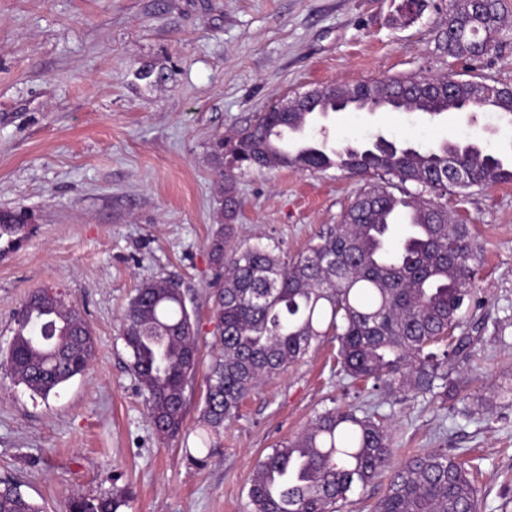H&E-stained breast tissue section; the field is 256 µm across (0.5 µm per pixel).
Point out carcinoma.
<instances>
[{
  "instance_id": "obj_1",
  "label": "carcinoma",
  "mask_w": 512,
  "mask_h": 512,
  "mask_svg": "<svg viewBox=\"0 0 512 512\" xmlns=\"http://www.w3.org/2000/svg\"><path fill=\"white\" fill-rule=\"evenodd\" d=\"M500 0H450L444 52L461 61L488 55L501 32ZM482 81L451 73L424 82L418 76L342 84L314 91L326 112H418L429 118L448 108L471 112L488 103L512 116V88L483 97ZM310 107L276 108L258 116L236 136L212 143V163L224 179V218L210 239L211 260L223 279L214 293L216 352L206 376L201 418L206 437L220 433L243 400L263 382L300 361L315 343H337L340 371L353 385L391 397L399 394L486 400L470 393V381L452 377L455 359L473 362L482 340L473 331L505 339L504 327L476 318V263L480 247L467 224H452L444 208L424 194L448 189L489 188L512 183V165L471 141H442L424 148L399 145L383 135L370 151L326 150L324 140L298 152L278 137L310 127ZM240 170L333 166L351 175H377L349 203L340 224L320 236L307 252L286 256L276 243L226 250L234 234L230 221L240 206L235 176L224 156ZM400 184V194L391 191ZM412 184V191L407 185ZM416 221L399 235V213ZM26 213L0 210V242L18 244L26 234ZM196 311L172 280L144 282L134 289L120 324L131 370L144 395L159 438L177 436L186 414V387L200 358ZM51 336L46 345L31 332ZM92 329L81 310L47 289L31 291L14 319L13 341L0 361L18 384L47 399L77 375L92 356ZM393 448L383 422L352 407L317 414L309 427L272 449L258 464L248 489L252 512H332L354 488L368 485L390 463ZM117 490L77 497L70 512H118ZM472 466L435 448L410 457L391 474L373 512H480ZM0 512H44L20 490L0 481Z\"/></svg>"
}]
</instances>
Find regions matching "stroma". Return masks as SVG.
<instances>
[{"label":"stroma","instance_id":"1","mask_svg":"<svg viewBox=\"0 0 512 512\" xmlns=\"http://www.w3.org/2000/svg\"><path fill=\"white\" fill-rule=\"evenodd\" d=\"M495 48L474 63L512 87V0ZM448 0H427L407 23L393 0H0V209L33 214L21 243L0 254V351L28 293L47 288L79 307L95 337L85 374L41 399L0 367V480L45 512L73 497L122 489L120 512H251L254 467L334 403L383 416L393 460L431 448L478 459L483 512H512V406L474 420L442 398L380 397L339 374L334 343L250 394L203 443L204 378L215 339V267L222 184L210 161L273 105L336 84L464 72L442 46ZM332 142L359 148L377 131L431 143L468 133L512 158V124L487 113L434 120L399 112H338ZM359 177L274 168L236 177L231 246L278 243L294 257L339 224ZM482 245L478 318L512 316V184L441 199ZM177 281L197 313L201 358L186 388L181 432L157 437L130 371L119 321L143 282ZM472 391L492 395L512 375V326L481 343Z\"/></svg>","mask_w":512,"mask_h":512}]
</instances>
